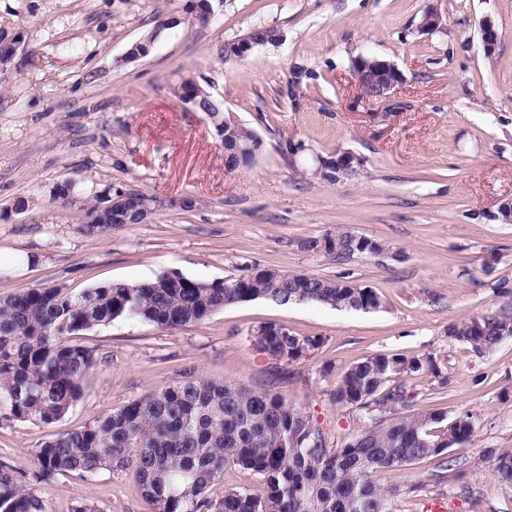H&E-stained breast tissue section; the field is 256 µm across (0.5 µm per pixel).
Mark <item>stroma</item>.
Returning <instances> with one entry per match:
<instances>
[{
    "label": "stroma",
    "mask_w": 512,
    "mask_h": 512,
    "mask_svg": "<svg viewBox=\"0 0 512 512\" xmlns=\"http://www.w3.org/2000/svg\"><path fill=\"white\" fill-rule=\"evenodd\" d=\"M438 8L444 31L419 32ZM500 41L485 52L480 27ZM273 27L282 42L242 60L217 55L224 42ZM0 30L23 46L0 73V298L51 283L68 292L134 284L178 272L201 281L247 266L350 280L374 288L375 311L317 303L236 304L198 326L162 330L118 319L80 332L106 361L59 422L0 421V462L29 469L50 435L160 389L192 369L215 381L260 387L271 366L254 347L259 325L322 338L308 358L281 363L279 388L336 442L364 424L337 406L319 377L324 363L381 353L429 354L441 377L410 383L415 405L473 414L472 440L455 450L471 463L472 494L403 496L391 512H512V489L486 452L512 450V340L478 355L451 341V323L503 306L512 283V224L495 215L512 199V0H219L199 23L187 0H0ZM149 54L126 60L136 42ZM388 59L405 82L390 102L361 103L355 57ZM188 77L204 78L261 142L254 165L224 170V149L201 112L180 101ZM306 152L290 160L284 149ZM349 152V177L316 175L315 156ZM74 181L71 200L57 183ZM136 189L161 205L146 224L100 237L80 226L106 188ZM197 205L186 212L182 197ZM26 210H15L18 199ZM349 227L384 240L388 253L339 265L307 250L308 239ZM54 512L77 502L99 512H152L132 473L102 471L41 484Z\"/></svg>",
    "instance_id": "obj_1"
}]
</instances>
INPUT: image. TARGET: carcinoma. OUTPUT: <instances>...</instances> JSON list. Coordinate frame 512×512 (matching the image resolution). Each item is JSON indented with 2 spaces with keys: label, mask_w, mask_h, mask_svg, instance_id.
Masks as SVG:
<instances>
[{
  "label": "carcinoma",
  "mask_w": 512,
  "mask_h": 512,
  "mask_svg": "<svg viewBox=\"0 0 512 512\" xmlns=\"http://www.w3.org/2000/svg\"><path fill=\"white\" fill-rule=\"evenodd\" d=\"M338 263L378 255L387 243L349 228L307 242ZM264 299L280 306L304 302L337 310L380 308L372 288L270 268H245L221 281L178 272L136 284L113 282L71 294L45 284L0 299V419L46 426L83 397L88 377L105 362L75 340L81 331L117 319H138L163 330L200 325L228 306ZM512 335V314L490 312L448 326V338L483 354ZM255 349L272 362H298L319 337L297 336L275 323L261 326ZM429 372L431 355L377 353L355 364H325L332 400L363 413L369 423L336 445L313 417L273 386L253 389L216 383L193 372L84 427L52 435L35 454L30 479L0 463V512H54L36 485L57 475L78 479L102 470L133 472L153 512H390L400 496L420 497L427 484L383 486L381 473L424 459L438 460L435 485L467 486L469 461L448 454L471 441L474 423L414 409L407 381ZM498 482L512 488V452L487 451ZM235 465L251 471L259 489H209Z\"/></svg>",
  "instance_id": "obj_1"
}]
</instances>
